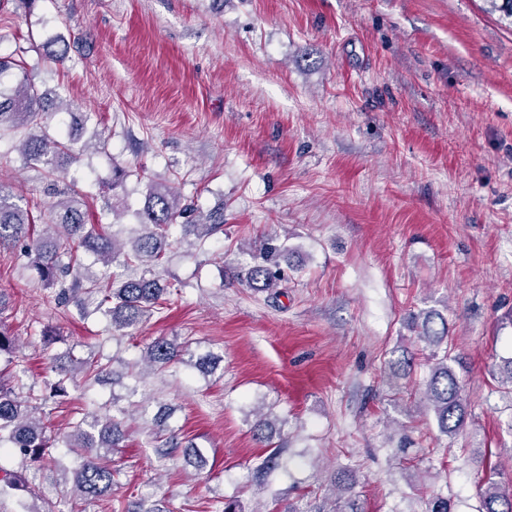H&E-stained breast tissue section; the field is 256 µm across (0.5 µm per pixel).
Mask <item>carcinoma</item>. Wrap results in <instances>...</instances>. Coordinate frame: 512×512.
I'll return each mask as SVG.
<instances>
[{
	"label": "carcinoma",
	"mask_w": 512,
	"mask_h": 512,
	"mask_svg": "<svg viewBox=\"0 0 512 512\" xmlns=\"http://www.w3.org/2000/svg\"><path fill=\"white\" fill-rule=\"evenodd\" d=\"M16 63L0 56V126H23L25 138L20 149L24 163L41 168L47 181L46 192L52 196L51 215L47 221L55 234L35 233V224L28 209L16 200L9 183L0 179V249L24 245L32 257L31 266L38 277L48 286H54L71 278V287L62 288L58 299L68 301L78 298L84 266L78 260V252L84 251L109 266L116 262L134 267L131 275L116 282L93 280L92 291L100 295L95 311L109 317L112 330L126 333L136 329L164 304L167 286L161 284L157 268L162 265L166 248L170 245L172 230L179 239L202 240L224 232V213H202L189 205L181 204L180 198L166 184H149L145 207L138 212L139 223L145 232L126 245L102 232L87 229L83 199L72 186L59 188V176L70 165L81 160L84 147H76V139L68 136L63 141L50 136L43 124V114L50 111L48 94L31 81L25 70L13 73ZM184 223H177L178 219ZM288 248L277 245L270 238L258 255L260 262L249 268L246 282L256 292H268L281 288L288 281L280 259ZM408 327L417 338L434 347L431 374L421 393L420 402L433 413L439 433L452 440L464 431L467 417V397L458 377L448 364L447 321L442 314L429 311L423 317L412 316ZM222 358L207 353L198 358L187 346L166 338L149 343L141 363L164 369L171 365L194 368L206 375L212 372ZM52 371L57 376L53 384L55 396L65 395V381L75 373V362L70 353L53 358ZM49 396L37 395L30 389L25 394L0 382V447L24 460L52 462L49 448L54 439L47 434L44 419L50 416ZM125 408L113 405V413L104 418L91 413L85 415L70 435L68 448L79 454L81 461L74 471V491L79 499L91 503L112 494L117 484L118 471L106 455L115 454L124 447L127 433L123 419ZM172 412L160 406L152 415V432L165 438L167 448L179 447L176 429L171 422ZM286 421L265 416L253 427L256 440L272 445L275 436L281 435ZM496 470L484 475L478 482L479 512H512V479L503 484L495 477ZM25 492L36 495V487L15 471L0 467V498Z\"/></svg>",
	"instance_id": "carcinoma-1"
}]
</instances>
